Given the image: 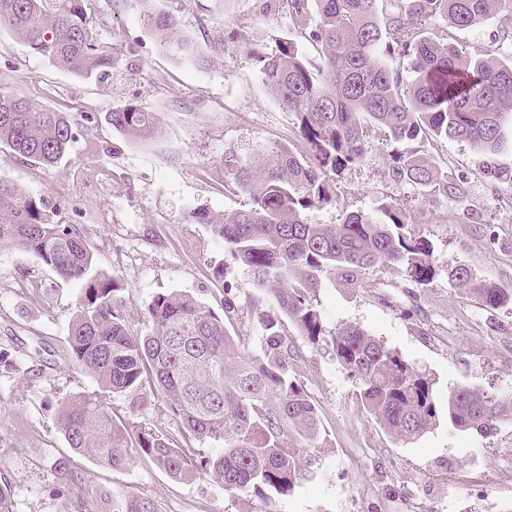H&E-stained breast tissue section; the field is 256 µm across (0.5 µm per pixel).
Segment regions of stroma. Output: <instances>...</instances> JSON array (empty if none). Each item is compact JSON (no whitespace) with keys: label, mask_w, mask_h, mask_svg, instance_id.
Listing matches in <instances>:
<instances>
[{"label":"stroma","mask_w":512,"mask_h":512,"mask_svg":"<svg viewBox=\"0 0 512 512\" xmlns=\"http://www.w3.org/2000/svg\"><path fill=\"white\" fill-rule=\"evenodd\" d=\"M151 12L175 17L207 65L163 49L147 22ZM87 16L114 58L104 80L74 76L0 28V90L78 122L77 141L57 167L0 151V179L78 225L98 268L123 284L133 331H146V308L160 292L185 293L223 313L225 290L244 299L248 275L209 225L187 215L246 204L228 187L226 157L259 165L277 145L304 148L295 117L265 87L256 55L274 53L285 38L298 40L314 62L321 48L301 39L299 20L263 11L258 0H87ZM127 103L154 114L153 135H122L106 123L109 109ZM423 148L465 180L463 200L438 196L417 206L413 190L393 191L384 177L389 147L376 140L364 165L337 178L336 204L310 209L306 219L338 224L346 211L370 213L398 194L434 243L442 275L422 290L377 268L371 275L381 285L368 292L330 277L316 303L327 328L359 324L428 375L440 407L457 384L512 394V300L485 308L444 273L464 264L512 293V130L493 155L456 140L431 138ZM493 166L503 179L485 177ZM78 293L27 253L0 245V473L14 512H75L60 478L64 465L82 474L86 491L130 492L157 501L161 512H411L415 502L421 512H512V425L480 436L442 417L413 442L397 441L358 408L355 381L301 338L295 344L307 362L297 377L319 404L323 432L311 468L274 506L228 495L207 477L175 481L142 459L113 471L74 453L56 408L77 393H100L130 429H178L138 394L101 391L73 369L68 335Z\"/></svg>","instance_id":"obj_1"}]
</instances>
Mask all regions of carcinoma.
<instances>
[{
	"label": "carcinoma",
	"instance_id": "cac0c4a2",
	"mask_svg": "<svg viewBox=\"0 0 512 512\" xmlns=\"http://www.w3.org/2000/svg\"><path fill=\"white\" fill-rule=\"evenodd\" d=\"M292 18L315 16L302 37L323 48L320 62L306 59L285 39L271 55L257 54L263 81L299 122L304 152L279 145L262 167H235L243 207L214 215L189 212L207 224L225 252L249 275V299L275 308L258 313L260 350L246 348L226 323L245 306L224 293L219 316L194 297L159 293L148 304L149 329L133 334L120 282L96 268L82 233L56 220L57 212L19 186L0 180V244L11 243L59 278L80 286L69 329L70 361L114 394L149 389L179 423L180 437L130 431L115 422L96 393L59 401L57 424L69 448L114 470L147 459L177 480L207 475L233 494L267 503L288 495L312 460L298 439L319 438L315 401L296 378L303 362L293 337L330 353L355 380L357 399L388 435L403 442L435 422L438 402L428 377L362 326L328 330L315 304L325 275L363 292L379 287L366 271L382 266L419 288L432 286L439 265L432 242L396 198L379 202L372 216L349 212L340 224H310L307 210L336 203V177L363 165L369 143L392 144L385 174L397 187L425 198L466 194L465 181L434 164L421 142L434 136L460 140L494 154L512 122V0H278ZM498 17L493 47L473 55L448 28L468 30ZM9 28L32 51L82 78L103 79L111 54L86 17V0H0V28ZM161 46L179 59L203 64L192 40L171 15L152 17ZM0 92V148L26 161L58 166L76 142L64 112L38 108ZM106 122L120 134L146 137L157 129L150 112L134 104L114 107ZM448 283L464 287L488 308L512 298L496 283L478 280L459 264ZM512 422V395L459 384L448 390V424L482 434ZM219 445L204 456L192 442ZM76 492V512H101L85 495L83 479L64 471ZM112 512H159L134 494L112 497Z\"/></svg>",
	"mask_w": 512,
	"mask_h": 512
}]
</instances>
